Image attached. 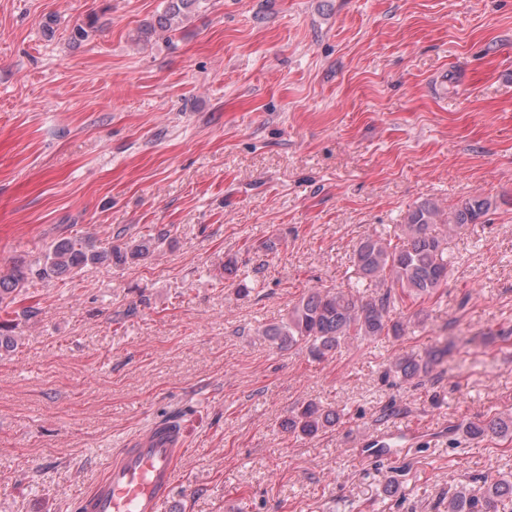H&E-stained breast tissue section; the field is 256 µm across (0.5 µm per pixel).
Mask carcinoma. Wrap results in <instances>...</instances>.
Instances as JSON below:
<instances>
[{"mask_svg": "<svg viewBox=\"0 0 512 512\" xmlns=\"http://www.w3.org/2000/svg\"><path fill=\"white\" fill-rule=\"evenodd\" d=\"M199 2L168 0L164 14L156 24L146 25L143 32L154 28L177 30L179 22ZM491 206L486 198L468 200L454 213L448 228L477 223ZM442 217L438 205L424 202L408 213L396 240L372 234L361 238L353 251V265L375 292L365 297L340 288L313 287L288 310L286 318L267 329L266 335L278 348L305 352L316 360L326 358L349 341L403 336L410 320L395 312L396 293L413 298L430 295L448 279L447 242L431 229ZM158 241L160 237L150 235L134 239L123 248H101L62 238L36 264L0 275V305L36 282L58 279L88 265L138 260L148 255ZM442 356L441 350H431L420 358L399 355L391 361L389 371L407 383L419 382L428 377ZM336 421V412L308 402L286 419L283 427L313 437ZM462 432L474 438L512 439V418L468 420ZM506 500L512 501V477L494 482L475 478L461 485L448 500V512H498Z\"/></svg>", "mask_w": 512, "mask_h": 512, "instance_id": "obj_1", "label": "carcinoma"}]
</instances>
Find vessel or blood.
Returning <instances> with one entry per match:
<instances>
[{
  "instance_id": "1",
  "label": "vessel or blood",
  "mask_w": 512,
  "mask_h": 512,
  "mask_svg": "<svg viewBox=\"0 0 512 512\" xmlns=\"http://www.w3.org/2000/svg\"><path fill=\"white\" fill-rule=\"evenodd\" d=\"M413 440L396 428L372 440L373 447H406ZM182 430L169 421L128 439L106 465V476L77 502L78 512H159L174 488Z\"/></svg>"
}]
</instances>
